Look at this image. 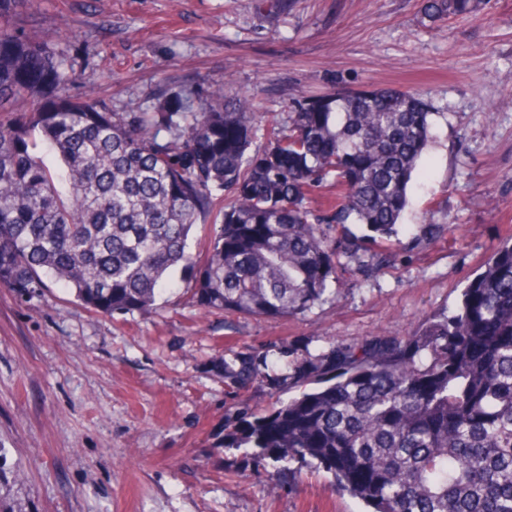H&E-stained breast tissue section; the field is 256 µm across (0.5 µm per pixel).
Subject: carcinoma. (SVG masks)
<instances>
[{"instance_id": "1", "label": "carcinoma", "mask_w": 512, "mask_h": 512, "mask_svg": "<svg viewBox=\"0 0 512 512\" xmlns=\"http://www.w3.org/2000/svg\"><path fill=\"white\" fill-rule=\"evenodd\" d=\"M481 4L421 0L420 12L435 23ZM67 67L0 22V285L31 296L50 277L108 316L151 308L177 273L204 309L305 315L342 258L396 236L435 115L397 88L298 94L288 130L253 150L249 94L179 89L159 112H114L70 94ZM200 224L210 246L194 255ZM347 224L367 233L333 235ZM290 356L285 343L271 371L245 346L214 365L233 393L259 384L273 399L240 402L223 447L251 449L257 470L314 463L367 512H512V237L454 314Z\"/></svg>"}]
</instances>
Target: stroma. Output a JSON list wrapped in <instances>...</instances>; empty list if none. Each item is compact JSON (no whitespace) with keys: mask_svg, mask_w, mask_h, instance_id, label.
Wrapping results in <instances>:
<instances>
[{"mask_svg":"<svg viewBox=\"0 0 512 512\" xmlns=\"http://www.w3.org/2000/svg\"><path fill=\"white\" fill-rule=\"evenodd\" d=\"M11 22L68 54L72 93L115 112L156 111L163 70L177 89L255 94L258 146L298 91L429 92L397 242L371 275L346 260L305 316L227 318L181 284L111 317L51 280L32 298L0 285V512H362L321 468L256 472L220 447L238 399L212 367L229 348L285 343L302 361L457 310L512 235V0L435 24L419 0H28Z\"/></svg>","mask_w":512,"mask_h":512,"instance_id":"1","label":"stroma"}]
</instances>
